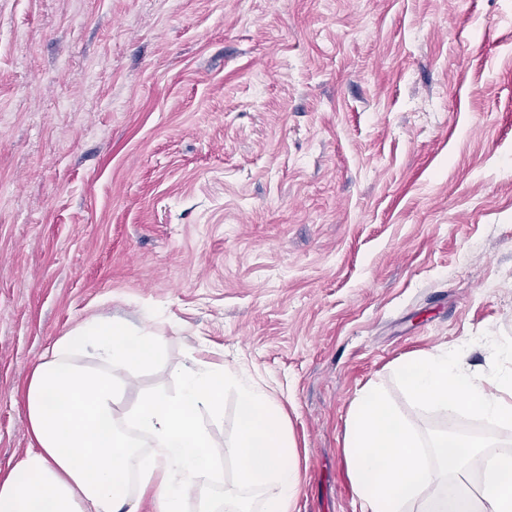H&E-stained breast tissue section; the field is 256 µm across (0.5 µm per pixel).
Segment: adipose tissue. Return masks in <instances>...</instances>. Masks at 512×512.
<instances>
[{
  "mask_svg": "<svg viewBox=\"0 0 512 512\" xmlns=\"http://www.w3.org/2000/svg\"><path fill=\"white\" fill-rule=\"evenodd\" d=\"M162 334L124 319L91 317L52 342L21 396L31 446L0 474V512H294L301 483L286 415L245 369L189 356L175 391L158 389L124 415L118 393L161 354ZM93 353L98 367L80 364ZM507 368L470 369L460 351H431L396 367L420 405L468 412L493 428H512V345L496 348ZM237 395L233 489L221 492L220 452L202 415L219 414L226 389ZM344 452L362 512H512V451L494 436L475 441L441 431L426 437L367 385L352 400ZM482 469L469 488L470 464Z\"/></svg>",
  "mask_w": 512,
  "mask_h": 512,
  "instance_id": "obj_1",
  "label": "adipose tissue"
}]
</instances>
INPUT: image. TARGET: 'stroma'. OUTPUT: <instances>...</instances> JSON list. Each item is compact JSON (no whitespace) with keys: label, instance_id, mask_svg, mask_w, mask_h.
<instances>
[{"label":"stroma","instance_id":"1","mask_svg":"<svg viewBox=\"0 0 512 512\" xmlns=\"http://www.w3.org/2000/svg\"><path fill=\"white\" fill-rule=\"evenodd\" d=\"M178 321L288 415L296 512H361L357 391L480 438L394 367L512 343V0H0V472L15 390L93 316Z\"/></svg>","mask_w":512,"mask_h":512}]
</instances>
